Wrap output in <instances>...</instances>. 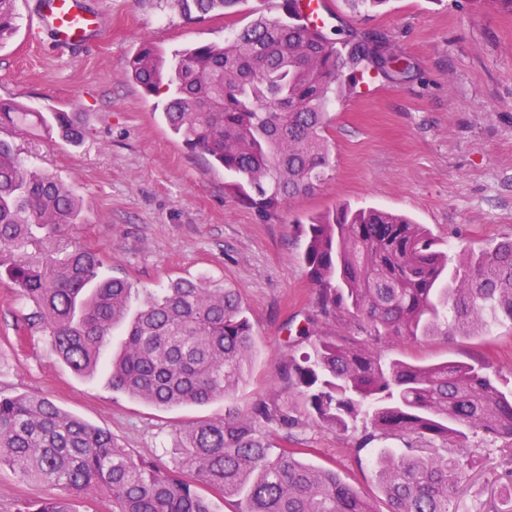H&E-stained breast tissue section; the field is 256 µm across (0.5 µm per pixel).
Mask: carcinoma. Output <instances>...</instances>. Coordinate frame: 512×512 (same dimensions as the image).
I'll list each match as a JSON object with an SVG mask.
<instances>
[{
  "label": "carcinoma",
  "mask_w": 512,
  "mask_h": 512,
  "mask_svg": "<svg viewBox=\"0 0 512 512\" xmlns=\"http://www.w3.org/2000/svg\"><path fill=\"white\" fill-rule=\"evenodd\" d=\"M17 0H0V44L15 32ZM186 15L229 14L241 0H177ZM223 43L189 46L169 59L145 43L128 76L149 94L167 93L171 131L213 165L236 174L239 200L261 214L310 193L332 167L327 107L344 75L374 71L402 81L412 65L384 36L358 39L336 27L309 30L303 0H282ZM30 112L0 104V120L24 126ZM68 142L82 131L73 115L40 117ZM80 201L56 177L24 163L0 139V274L33 307L63 362L78 375L106 365L114 391L158 407L224 400L244 378L254 334L234 288L178 279L147 292L131 309L132 284L106 277L99 250L72 243ZM303 261L325 317L365 334L361 343L318 336L302 363H285L281 381L313 422L366 444L396 436L433 451L383 448L373 461L388 512H453L475 460L472 433L512 440V386L487 365L413 364L383 349L420 336L487 333L512 323V240L461 249L449 265L422 224L402 214L340 205L301 225ZM120 351L104 362L112 336ZM287 429L288 410L259 402L251 416L201 421L176 430L175 467L135 457L112 434L65 412L43 395L0 393V468L67 491L21 500L14 512H75L72 500L112 498V512H216L206 485L236 512H376L336 471L306 463L301 451L276 454L261 423Z\"/></svg>",
  "instance_id": "obj_1"
}]
</instances>
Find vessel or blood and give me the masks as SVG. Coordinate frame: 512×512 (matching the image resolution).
<instances>
[{"instance_id": "vessel-or-blood-1", "label": "vessel or blood", "mask_w": 512, "mask_h": 512, "mask_svg": "<svg viewBox=\"0 0 512 512\" xmlns=\"http://www.w3.org/2000/svg\"><path fill=\"white\" fill-rule=\"evenodd\" d=\"M103 23L100 11L86 7L84 0H36L32 27L47 31L62 47L82 45Z\"/></svg>"}]
</instances>
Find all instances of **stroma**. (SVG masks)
<instances>
[{"mask_svg":"<svg viewBox=\"0 0 512 512\" xmlns=\"http://www.w3.org/2000/svg\"><path fill=\"white\" fill-rule=\"evenodd\" d=\"M106 19L88 44L60 49L33 32L35 0H18L17 31L0 45V104L74 113L84 130L70 143L39 125L0 126L29 166L50 173L81 200L73 239L97 248L106 275L127 279L133 303L176 279L206 278L237 289L256 339L249 376L228 401L154 407L113 391L106 372L75 374L40 327L17 331L29 308L0 278V392H38L62 410L112 433L131 454L172 466L165 445L176 429L227 414L250 416L261 401L286 407L298 424L266 425L276 443L330 467L384 512L373 450L316 426L279 379L281 365L310 351L299 330L358 339L354 326L319 317L303 262L299 223L336 204L405 213L440 249L457 254L512 237V13L493 0H390L364 12L329 0L333 22L385 34L407 58L410 78L367 74L328 108L333 167L313 192L268 215L239 201L234 179L188 149L165 123V96L146 95L127 75L144 43L167 55L223 42L250 22L259 0L233 15L187 17L171 0H87ZM418 364L484 362L512 379V326L482 336H427L393 348ZM478 466L459 495V512L512 507V448L471 436ZM53 487L0 470V512L52 495Z\"/></svg>","mask_w":512,"mask_h":512,"instance_id":"35a3bbf8","label":"stroma"}]
</instances>
